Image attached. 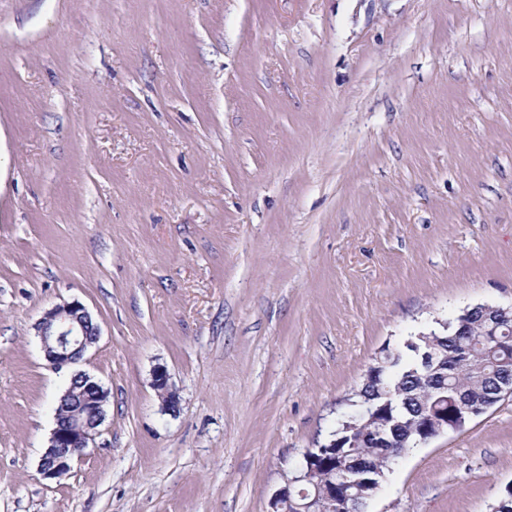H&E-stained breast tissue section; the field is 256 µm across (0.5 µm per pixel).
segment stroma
<instances>
[{
    "mask_svg": "<svg viewBox=\"0 0 512 512\" xmlns=\"http://www.w3.org/2000/svg\"><path fill=\"white\" fill-rule=\"evenodd\" d=\"M73 300L106 418L45 479ZM510 303L512 0H0V512H270L382 349ZM510 484L507 395L367 512ZM34 330L45 360L55 369L78 364L100 337L91 312L75 300L46 310Z\"/></svg>",
    "mask_w": 512,
    "mask_h": 512,
    "instance_id": "obj_1",
    "label": "stroma"
}]
</instances>
